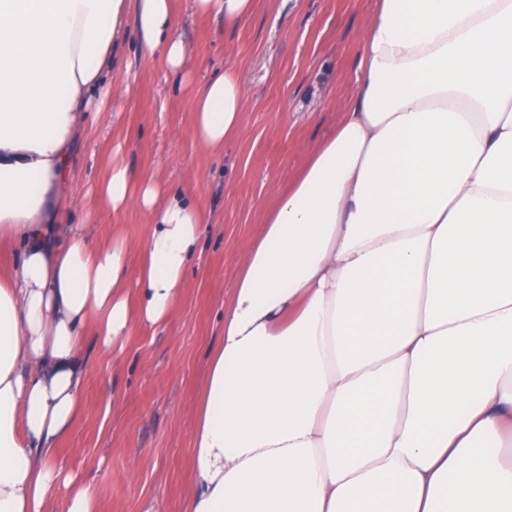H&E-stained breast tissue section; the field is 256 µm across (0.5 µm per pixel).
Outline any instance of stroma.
Segmentation results:
<instances>
[{
	"label": "stroma",
	"instance_id": "obj_1",
	"mask_svg": "<svg viewBox=\"0 0 512 512\" xmlns=\"http://www.w3.org/2000/svg\"><path fill=\"white\" fill-rule=\"evenodd\" d=\"M375 6L376 0H255L252 16L228 30L178 0L177 32L190 49L181 85L160 61L141 55L135 34L119 47L112 77L128 90L100 113L77 148L76 207L65 223H83L118 141L136 178L192 187L212 222L172 320L155 329L134 327L113 351L86 341L81 417L59 442L57 458L95 487L97 512H182L191 484L194 404L245 261L243 245L277 191L305 164L307 147L332 131L348 105ZM229 59L240 72L245 128L214 155L186 127L194 92ZM93 222L91 235L101 245L110 242L113 227L133 237L146 228L135 208L100 207Z\"/></svg>",
	"mask_w": 512,
	"mask_h": 512
}]
</instances>
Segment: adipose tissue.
Here are the masks:
<instances>
[{"label": "adipose tissue", "instance_id": "ef3b65f1", "mask_svg": "<svg viewBox=\"0 0 512 512\" xmlns=\"http://www.w3.org/2000/svg\"><path fill=\"white\" fill-rule=\"evenodd\" d=\"M175 0H0V512H95L54 460L85 336L167 323L208 212L120 161L66 224L75 147L127 87L113 50L185 73ZM232 29L254 0H189ZM333 132L279 192L224 305L183 512H512V0H378ZM237 66L197 90L213 154L244 127ZM140 262L130 266L131 253ZM145 216L136 208H129L119 213L111 209L98 207L93 216L92 238L99 245H106L112 238V226L118 224L120 229L132 237H139L146 228Z\"/></svg>", "mask_w": 512, "mask_h": 512}]
</instances>
